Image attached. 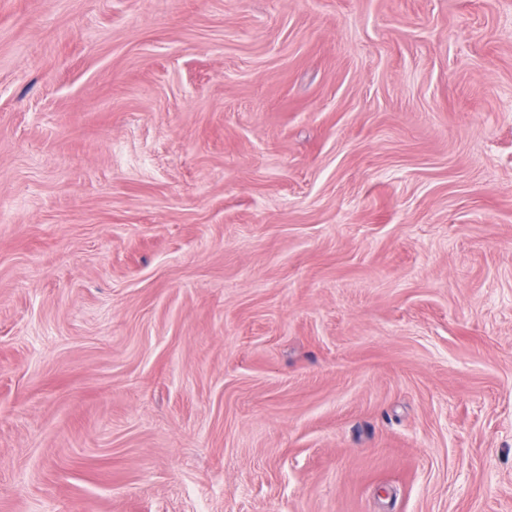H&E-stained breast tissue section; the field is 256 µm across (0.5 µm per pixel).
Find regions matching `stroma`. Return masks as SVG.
Returning a JSON list of instances; mask_svg holds the SVG:
<instances>
[{
    "label": "stroma",
    "instance_id": "35a3bbf8",
    "mask_svg": "<svg viewBox=\"0 0 512 512\" xmlns=\"http://www.w3.org/2000/svg\"><path fill=\"white\" fill-rule=\"evenodd\" d=\"M0 512H512V0H0Z\"/></svg>",
    "mask_w": 512,
    "mask_h": 512
}]
</instances>
